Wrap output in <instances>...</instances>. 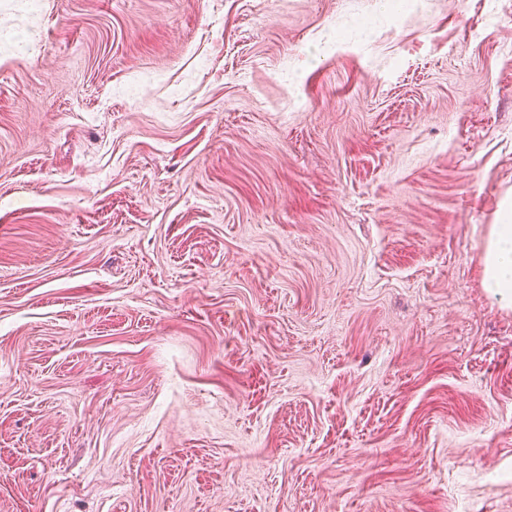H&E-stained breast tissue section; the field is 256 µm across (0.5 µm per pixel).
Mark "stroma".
<instances>
[{
	"mask_svg": "<svg viewBox=\"0 0 512 512\" xmlns=\"http://www.w3.org/2000/svg\"><path fill=\"white\" fill-rule=\"evenodd\" d=\"M512 0H0V512H512ZM482 287L502 308H512V193L502 200L489 224L483 256Z\"/></svg>",
	"mask_w": 512,
	"mask_h": 512,
	"instance_id": "35a3bbf8",
	"label": "stroma"
}]
</instances>
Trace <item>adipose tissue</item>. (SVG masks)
I'll return each mask as SVG.
<instances>
[{"label":"adipose tissue","mask_w":512,"mask_h":512,"mask_svg":"<svg viewBox=\"0 0 512 512\" xmlns=\"http://www.w3.org/2000/svg\"><path fill=\"white\" fill-rule=\"evenodd\" d=\"M482 286L494 302L512 308V193L502 200L491 224L483 256Z\"/></svg>","instance_id":"obj_1"}]
</instances>
